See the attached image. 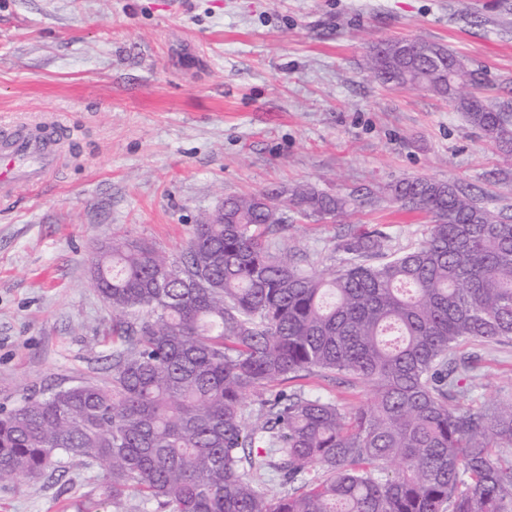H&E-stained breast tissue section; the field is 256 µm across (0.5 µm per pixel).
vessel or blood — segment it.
Wrapping results in <instances>:
<instances>
[{"label":"vessel or blood","mask_w":512,"mask_h":512,"mask_svg":"<svg viewBox=\"0 0 512 512\" xmlns=\"http://www.w3.org/2000/svg\"><path fill=\"white\" fill-rule=\"evenodd\" d=\"M68 125L52 113L37 122L0 120V203H10L18 188H43L62 166Z\"/></svg>","instance_id":"vessel-or-blood-1"}]
</instances>
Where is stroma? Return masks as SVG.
Returning a JSON list of instances; mask_svg holds the SVG:
<instances>
[{
	"instance_id": "1",
	"label": "stroma",
	"mask_w": 512,
	"mask_h": 512,
	"mask_svg": "<svg viewBox=\"0 0 512 512\" xmlns=\"http://www.w3.org/2000/svg\"><path fill=\"white\" fill-rule=\"evenodd\" d=\"M423 38L479 70L512 102V0H0V117L63 114L56 183L0 205V406L105 375L112 309L91 282L95 248L135 239L180 257L224 196L312 185L336 195L427 176L512 207V160L430 92L379 85L383 41ZM428 215L384 205L274 234L311 270L336 263L354 229L395 247ZM473 411L512 399V343L467 342ZM343 407L370 389L332 373L290 379ZM97 467L0 484V512H77Z\"/></svg>"
}]
</instances>
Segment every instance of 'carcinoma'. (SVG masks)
<instances>
[{
    "instance_id": "1",
    "label": "carcinoma",
    "mask_w": 512,
    "mask_h": 512,
    "mask_svg": "<svg viewBox=\"0 0 512 512\" xmlns=\"http://www.w3.org/2000/svg\"><path fill=\"white\" fill-rule=\"evenodd\" d=\"M368 65L383 86L455 103L512 159V105L465 91L479 82L447 46L378 43ZM384 202L429 215L419 242L397 249L380 228L354 230L327 276L269 242L290 212L334 220ZM93 260L112 370L0 408V483L77 462L108 473L117 510L132 494L158 512H512V399L460 409L474 361L457 353L512 342V214L428 177L340 195L271 188L224 197L181 261L138 240ZM319 371L370 387L372 403L263 396ZM269 472L287 492L266 487Z\"/></svg>"
}]
</instances>
